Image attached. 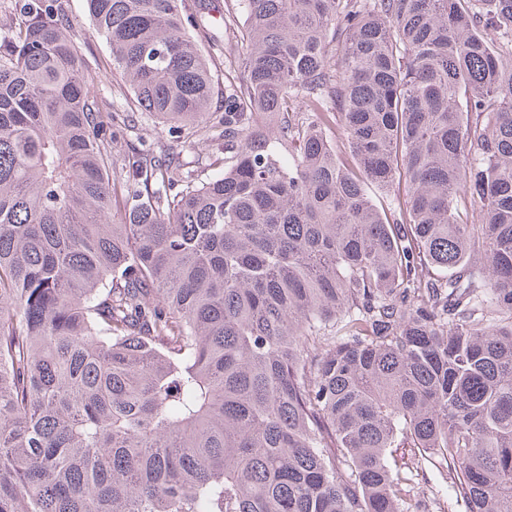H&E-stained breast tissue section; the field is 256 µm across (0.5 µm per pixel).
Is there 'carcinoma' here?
<instances>
[{"mask_svg":"<svg viewBox=\"0 0 512 512\" xmlns=\"http://www.w3.org/2000/svg\"><path fill=\"white\" fill-rule=\"evenodd\" d=\"M85 2L195 168L110 175L127 113L9 0L0 512H414L392 448L512 512V0Z\"/></svg>","mask_w":512,"mask_h":512,"instance_id":"1","label":"carcinoma"}]
</instances>
